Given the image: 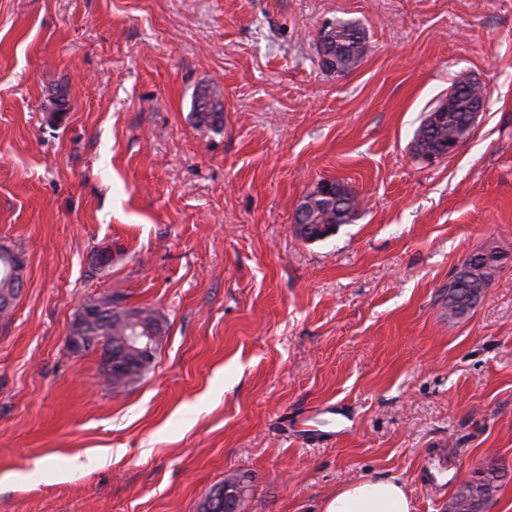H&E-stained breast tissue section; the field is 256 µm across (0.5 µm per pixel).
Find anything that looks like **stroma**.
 Here are the masks:
<instances>
[{
	"mask_svg": "<svg viewBox=\"0 0 512 512\" xmlns=\"http://www.w3.org/2000/svg\"><path fill=\"white\" fill-rule=\"evenodd\" d=\"M328 22L365 33L352 72L321 65ZM464 80L491 90L474 133L418 159ZM324 180L363 207L302 239ZM1 244L25 272L0 315V512H200L230 473L244 512H323L369 477L446 512L491 468L485 512H512V0H0ZM477 252L496 273L449 316ZM105 295L167 327L118 395L66 343ZM200 91L196 94L193 101V110L196 123L198 126L204 125L207 128L210 126L215 127L222 120V112H208L207 95H201Z\"/></svg>",
	"mask_w": 512,
	"mask_h": 512,
	"instance_id": "1",
	"label": "stroma"
}]
</instances>
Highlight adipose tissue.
Here are the masks:
<instances>
[{"label":"adipose tissue","instance_id":"1","mask_svg":"<svg viewBox=\"0 0 512 512\" xmlns=\"http://www.w3.org/2000/svg\"><path fill=\"white\" fill-rule=\"evenodd\" d=\"M324 512H412V504L397 478H368L337 491L326 502Z\"/></svg>","mask_w":512,"mask_h":512}]
</instances>
